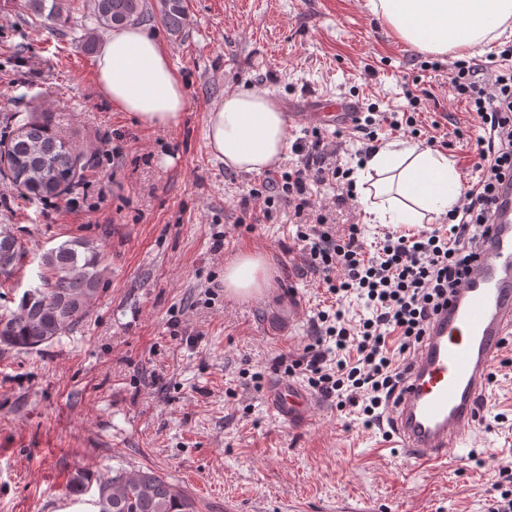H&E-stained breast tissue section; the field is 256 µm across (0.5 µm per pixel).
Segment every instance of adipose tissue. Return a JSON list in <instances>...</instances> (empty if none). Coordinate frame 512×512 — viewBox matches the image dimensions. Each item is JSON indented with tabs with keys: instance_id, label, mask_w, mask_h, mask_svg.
<instances>
[{
	"instance_id": "1",
	"label": "adipose tissue",
	"mask_w": 512,
	"mask_h": 512,
	"mask_svg": "<svg viewBox=\"0 0 512 512\" xmlns=\"http://www.w3.org/2000/svg\"><path fill=\"white\" fill-rule=\"evenodd\" d=\"M369 12L402 42L445 55L475 52L512 38V0H367ZM96 83L114 106L157 126L177 123L186 90L159 41L138 25L114 29L96 58ZM207 141L226 169L258 173L287 148L284 114L269 92H226L207 114ZM365 212L375 224H427L457 206L464 182L439 151L405 140L386 142L356 171ZM270 273L244 253L224 267V286L247 297Z\"/></svg>"
}]
</instances>
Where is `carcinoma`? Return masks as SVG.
I'll list each match as a JSON object with an SVG mask.
<instances>
[{
  "mask_svg": "<svg viewBox=\"0 0 512 512\" xmlns=\"http://www.w3.org/2000/svg\"><path fill=\"white\" fill-rule=\"evenodd\" d=\"M32 12L48 13L64 23L58 0H29ZM97 31L78 39L91 50L97 32L124 26L148 17L146 0H91ZM160 21L171 35L182 32L184 0H160ZM7 171L21 194L35 200L62 196L77 175L79 155L52 127L50 116L27 117L3 147ZM20 258L14 237L0 233V275L8 279ZM45 272L39 283L26 289L18 311L0 315V345L31 350L50 343L83 320L89 303L99 292L104 275L103 256L89 244L68 240L41 256ZM97 488L93 504L98 512H195L192 500L166 477L151 471H112V476L94 478L77 473L70 486L74 495Z\"/></svg>",
  "mask_w": 512,
  "mask_h": 512,
  "instance_id": "carcinoma-1",
  "label": "carcinoma"
}]
</instances>
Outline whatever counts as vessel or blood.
I'll use <instances>...</instances> for the list:
<instances>
[{"instance_id": "b4317fda", "label": "vessel or blood", "mask_w": 512, "mask_h": 512, "mask_svg": "<svg viewBox=\"0 0 512 512\" xmlns=\"http://www.w3.org/2000/svg\"><path fill=\"white\" fill-rule=\"evenodd\" d=\"M311 120L350 124L348 101L315 99ZM512 334V180L499 187L493 224L479 256L446 308L432 319L424 344L413 356L409 386L393 408L389 424L410 457L442 462L479 424L489 372ZM266 403L279 418L302 425L310 400L301 385L274 383Z\"/></svg>"}]
</instances>
